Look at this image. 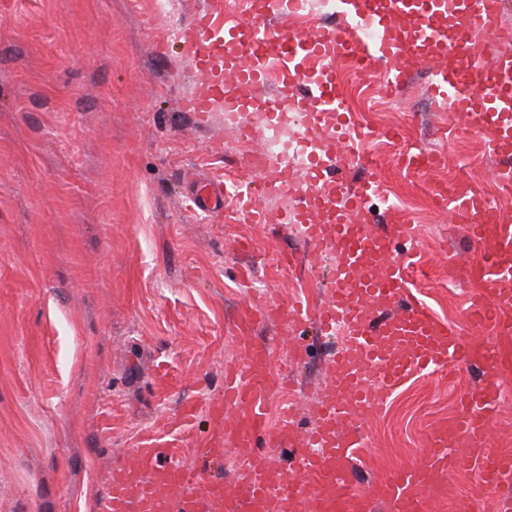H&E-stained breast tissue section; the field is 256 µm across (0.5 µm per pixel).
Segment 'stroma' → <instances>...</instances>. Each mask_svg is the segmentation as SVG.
I'll use <instances>...</instances> for the list:
<instances>
[{"label": "stroma", "instance_id": "35a3bbf8", "mask_svg": "<svg viewBox=\"0 0 512 512\" xmlns=\"http://www.w3.org/2000/svg\"><path fill=\"white\" fill-rule=\"evenodd\" d=\"M200 10L218 29L241 12L231 0H175L167 15L154 0H0V512H101L110 469L147 438L193 463L211 419L173 420L223 392L242 307L327 301L331 270L290 225L192 200L196 180L247 177L223 111L201 123L184 107L199 80L177 33ZM342 71L379 102L358 115L366 163L346 178L382 179L377 223L417 225L416 286L440 320L462 323L470 286L449 285L448 262L476 251L422 187L452 176L484 190L496 163L466 129L444 137L453 120L428 70L398 94ZM406 147L443 164L409 174L396 164ZM272 251L295 252L293 269H270ZM255 334L271 349L269 425L289 406L309 427L337 336L285 319ZM479 381L468 368L403 384L369 420L359 482L419 462L428 430Z\"/></svg>", "mask_w": 512, "mask_h": 512}]
</instances>
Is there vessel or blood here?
Here are the masks:
<instances>
[{"instance_id": "obj_1", "label": "vessel or blood", "mask_w": 512, "mask_h": 512, "mask_svg": "<svg viewBox=\"0 0 512 512\" xmlns=\"http://www.w3.org/2000/svg\"><path fill=\"white\" fill-rule=\"evenodd\" d=\"M306 5L307 0H255L246 20L220 33L201 12L184 25L181 37L204 77L188 100L192 111L207 113L224 104L274 111L287 98L305 132L320 123L336 126V140L319 144L305 135L294 164L266 167L257 178L263 192L273 194L296 177L302 183L300 206L273 218L250 215L258 223L299 225L315 253L341 258L323 308L314 311L296 300L285 311L291 322L313 321L326 332L340 320L350 327L347 345L337 352L311 407L317 425L301 437L288 422L276 431L268 428L262 399L273 385L270 351L252 331L284 311L274 302L245 307L238 325L242 357L226 367L223 394L207 403L215 425L196 450L199 466L184 464L153 442L129 449L111 471L103 512H436L449 499L459 450L486 494L512 485V454L500 451L495 433L512 378V216L469 183L437 184L435 201L450 223L466 227L478 253L469 263H448L449 278L464 277L472 287L463 324L439 320L409 288L397 258L401 244L415 241V225L396 221L374 228L366 202L379 190L376 180L328 185V170L348 168L343 142H355L358 134L341 110L333 69L313 73L302 66L310 55L332 61L353 50L368 73L395 92L410 72L428 70L438 109L464 127L478 128L490 157L511 160L512 54L497 53L489 66L475 56L483 39L512 36L500 22L501 0H340L341 22L317 35L271 26L273 15H294ZM366 27L380 29V38L360 40ZM232 42L245 45L246 52L228 62L224 48ZM271 43L288 64V84L242 100L238 87L262 82L256 48ZM471 364L481 368L482 379L460 394L454 416L429 430L423 460L359 487L356 458L366 445L368 418L410 377ZM283 443L296 450L295 464L286 471L255 467L245 479L227 484L207 478L202 467L213 451L227 446L250 457L256 448Z\"/></svg>"}]
</instances>
